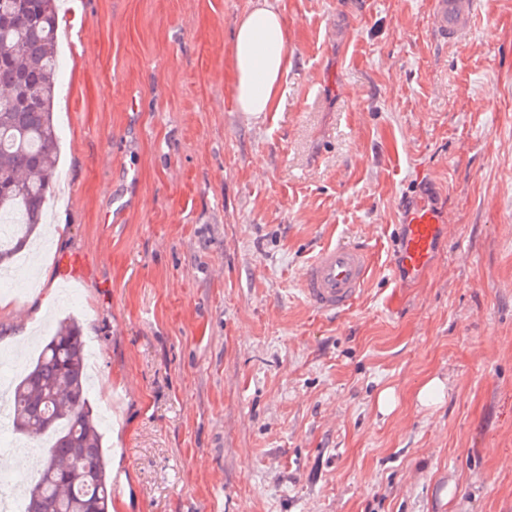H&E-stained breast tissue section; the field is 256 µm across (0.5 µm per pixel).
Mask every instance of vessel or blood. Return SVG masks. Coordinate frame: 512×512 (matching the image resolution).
<instances>
[{
  "instance_id": "obj_1",
  "label": "vessel or blood",
  "mask_w": 512,
  "mask_h": 512,
  "mask_svg": "<svg viewBox=\"0 0 512 512\" xmlns=\"http://www.w3.org/2000/svg\"><path fill=\"white\" fill-rule=\"evenodd\" d=\"M434 28L454 42L469 30L473 0H434ZM445 215L430 198L414 196L399 207L397 267L401 281L421 278L431 268L445 238ZM370 274L368 252L358 245L324 247L306 265L301 291L308 305L323 315L344 314L362 293Z\"/></svg>"
}]
</instances>
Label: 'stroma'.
Wrapping results in <instances>:
<instances>
[{"label": "stroma", "instance_id": "obj_1", "mask_svg": "<svg viewBox=\"0 0 512 512\" xmlns=\"http://www.w3.org/2000/svg\"><path fill=\"white\" fill-rule=\"evenodd\" d=\"M276 3L291 62L253 118L229 68L253 0H60L59 190L0 288V360L81 322L112 512H512V0L453 43L433 0ZM416 193L450 243L401 288ZM329 243L372 265L339 317L300 290Z\"/></svg>", "mask_w": 512, "mask_h": 512}]
</instances>
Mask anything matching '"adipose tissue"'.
Returning <instances> with one entry per match:
<instances>
[{
    "label": "adipose tissue",
    "mask_w": 512,
    "mask_h": 512,
    "mask_svg": "<svg viewBox=\"0 0 512 512\" xmlns=\"http://www.w3.org/2000/svg\"><path fill=\"white\" fill-rule=\"evenodd\" d=\"M290 64L288 27L271 0H256L238 20L232 42V95L238 111H274Z\"/></svg>",
    "instance_id": "1"
}]
</instances>
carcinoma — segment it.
<instances>
[{"label":"carcinoma","mask_w":512,"mask_h":512,"mask_svg":"<svg viewBox=\"0 0 512 512\" xmlns=\"http://www.w3.org/2000/svg\"><path fill=\"white\" fill-rule=\"evenodd\" d=\"M56 0H0V265L41 223L58 157ZM19 435L52 436L23 512H111L112 483L100 424L90 411L85 341L62 323L11 391Z\"/></svg>","instance_id":"cac0c4a2"}]
</instances>
